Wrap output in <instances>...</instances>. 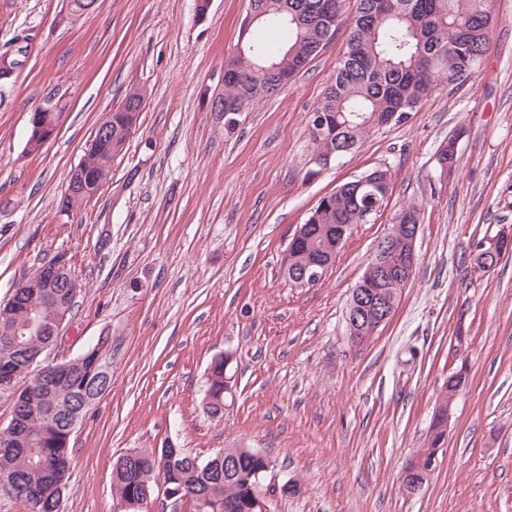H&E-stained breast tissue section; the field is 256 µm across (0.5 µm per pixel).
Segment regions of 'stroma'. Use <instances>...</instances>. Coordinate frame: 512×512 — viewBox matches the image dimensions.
<instances>
[{"label": "stroma", "instance_id": "35a3bbf8", "mask_svg": "<svg viewBox=\"0 0 512 512\" xmlns=\"http://www.w3.org/2000/svg\"><path fill=\"white\" fill-rule=\"evenodd\" d=\"M492 4L477 76L312 176L308 114L342 38L229 132L209 101L249 0H211L202 18L196 0H97L65 22L66 0H0V50L25 38L0 86V302L66 254L80 291L43 358L111 344L112 385L71 438L62 512H112L119 456L167 441L202 458L241 443L266 453L301 486L274 512H512V256L486 273L472 264L478 240L512 225V0ZM135 87L136 132L98 195L61 221L70 170ZM53 92L59 132L28 152L31 114ZM459 129L456 171L430 189L437 151ZM382 164L393 181L383 214L354 227L318 284L288 285L280 259L297 225ZM411 202L423 206L415 274L391 321L352 343L349 295ZM225 351L235 395L217 419L203 409L205 371ZM463 365L436 469L406 494L401 472Z\"/></svg>", "mask_w": 512, "mask_h": 512}]
</instances>
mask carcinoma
<instances>
[{
    "instance_id": "obj_1",
    "label": "carcinoma",
    "mask_w": 512,
    "mask_h": 512,
    "mask_svg": "<svg viewBox=\"0 0 512 512\" xmlns=\"http://www.w3.org/2000/svg\"><path fill=\"white\" fill-rule=\"evenodd\" d=\"M346 0H249L253 21L242 23L240 48L224 60V128L237 124L235 106L250 107L271 95L334 39L340 28L347 38L332 82L311 110L307 127L311 155L334 152L338 161L355 151L365 135L388 125L406 123L424 100L441 89L461 84L479 71L497 21L490 0H356L347 15ZM112 111V139L88 151L77 165L84 193L64 196L61 207L75 209L92 199L107 179L112 161L123 152L140 108L128 101ZM454 134L439 150L443 167L457 163ZM369 181L345 182L323 197L311 211L305 235L291 252L292 262L322 258L333 245L340 224H361L364 213L388 204L392 173L378 165L363 171ZM422 208L414 203L394 217L396 224L421 223ZM13 321L27 322L26 305H47L56 312L69 303L63 288H19ZM46 332H25L16 338L0 332V372L15 377L20 394L13 416L28 433L29 445L0 448V468L10 480L0 492L37 506L35 512H60L64 480L72 449L66 440L70 405L96 381L94 363L105 341L84 352L83 364L66 373L41 367L34 358L50 340ZM224 363L208 368L203 403L217 415L229 394L224 392ZM268 464L265 454L238 445L199 462L200 472L181 448H161L144 466L122 456L113 476L119 499L141 495L163 481L188 498L192 512H252L253 474Z\"/></svg>"
}]
</instances>
